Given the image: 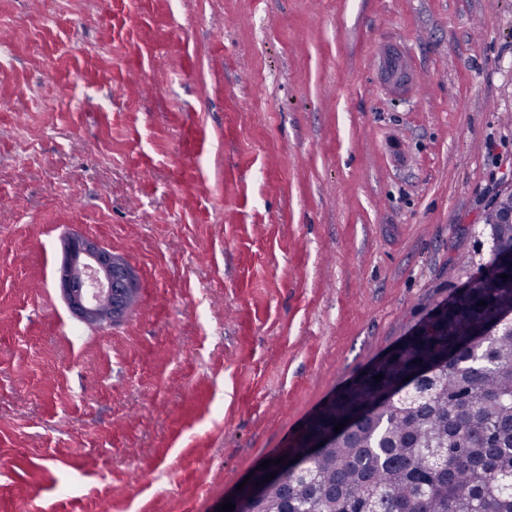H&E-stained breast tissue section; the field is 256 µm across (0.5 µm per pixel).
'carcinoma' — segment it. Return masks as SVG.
<instances>
[{
  "instance_id": "1",
  "label": "carcinoma",
  "mask_w": 512,
  "mask_h": 512,
  "mask_svg": "<svg viewBox=\"0 0 512 512\" xmlns=\"http://www.w3.org/2000/svg\"><path fill=\"white\" fill-rule=\"evenodd\" d=\"M494 230L476 286L455 289L440 320L306 422L285 449L294 469L265 485L256 512H512V325L481 335L512 311V266L497 263L512 252V224ZM436 360L434 391L408 401L404 378ZM363 406L368 417L311 447Z\"/></svg>"
}]
</instances>
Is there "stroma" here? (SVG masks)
I'll return each mask as SVG.
<instances>
[{
  "instance_id": "stroma-1",
  "label": "stroma",
  "mask_w": 512,
  "mask_h": 512,
  "mask_svg": "<svg viewBox=\"0 0 512 512\" xmlns=\"http://www.w3.org/2000/svg\"><path fill=\"white\" fill-rule=\"evenodd\" d=\"M509 166L512 0H0V512H211L476 275ZM92 270L101 275L97 293L107 288V296H112V288L134 293L137 281L126 261L100 248L94 242L81 238H72L67 246L66 257L57 271V282L67 298L71 309L88 322H96L101 317L100 302L93 301L82 283V272Z\"/></svg>"
}]
</instances>
